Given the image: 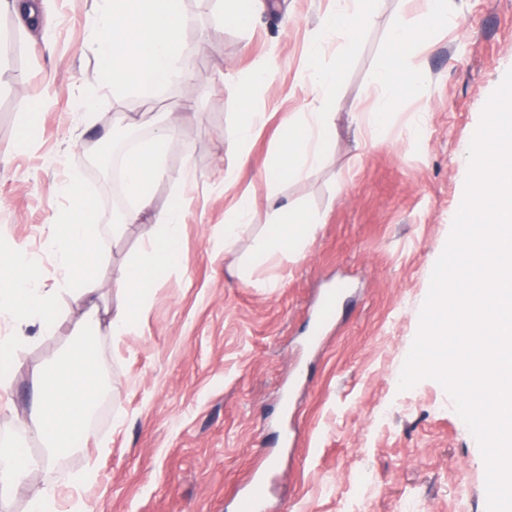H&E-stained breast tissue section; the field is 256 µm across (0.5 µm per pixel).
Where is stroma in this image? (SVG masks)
I'll return each instance as SVG.
<instances>
[{
  "label": "stroma",
  "instance_id": "1",
  "mask_svg": "<svg viewBox=\"0 0 512 512\" xmlns=\"http://www.w3.org/2000/svg\"><path fill=\"white\" fill-rule=\"evenodd\" d=\"M325 6L266 0L256 12L241 0L228 25L218 0H182L194 79L150 99L106 87L93 25L98 0H46L45 38L0 15V231L33 258L46 287H58L60 272L44 232L74 203L61 192L70 176L102 234L117 217L113 159L100 148L148 140L164 113L179 112L167 173L153 187L156 207L176 199L185 163L197 177L178 257L147 283L130 333L100 339L109 395L89 440L18 485L0 512H27L33 490L47 485L59 488L62 512L77 499L89 512H235L263 468L272 472L266 512H400L406 499L416 512H487L484 458L452 398L435 380L403 390L399 378L465 194L464 146L512 69V0H454L453 23L406 56L426 81L392 112L383 144L366 149L350 115L372 111L375 74L391 51L388 28L408 8L406 0H379L336 97L335 141L312 175L276 188L279 202L310 203L320 224L300 257L257 271L278 276L267 290L234 271L270 222L262 174L283 116L307 95L301 53ZM269 54L279 71L252 98L269 122L244 156L236 146L238 84ZM81 98L90 110L76 111ZM34 104L40 121L31 136ZM116 112L145 123L116 129ZM230 172L253 184L255 215L228 252ZM146 231L134 224L106 242L101 279L133 263ZM341 285L339 316L312 344L316 304ZM77 320L62 310L56 333L42 340L36 326L23 327L36 342L0 402V442L18 433L33 379L70 345ZM90 463L96 482L72 490L70 475ZM365 470L373 485L360 484Z\"/></svg>",
  "mask_w": 512,
  "mask_h": 512
}]
</instances>
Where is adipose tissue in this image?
Segmentation results:
<instances>
[{
  "label": "adipose tissue",
  "mask_w": 512,
  "mask_h": 512,
  "mask_svg": "<svg viewBox=\"0 0 512 512\" xmlns=\"http://www.w3.org/2000/svg\"><path fill=\"white\" fill-rule=\"evenodd\" d=\"M181 0H103L95 19L100 52L105 60L113 94L144 95L175 83H188L194 73L185 63L187 44L182 36ZM448 0H425L422 8L402 14L392 22L388 39L393 48L380 64L373 85L375 109L369 122L383 132L390 112L404 95L414 93L426 74L404 64V54L423 34L446 27ZM275 57L256 60L240 88L242 110L238 119V144L249 149L266 123L265 113L253 109L254 91L274 75ZM175 118L158 127L150 146L137 151L124 169V188L134 198L113 238L126 225H148V240L132 265L119 268L103 281L96 274L99 254L89 244L98 236L96 213L90 202L67 212L63 224L50 225L45 246L57 258L64 276L63 289L45 287L33 274L26 252L11 247V267L0 270V322L10 329L0 334V400L10 396L13 378L9 369L33 342L18 328L39 326L40 336L54 335L59 321V301L80 314V341L69 352L68 364L40 375L33 384V400L22 422L24 437L36 438L43 447L39 456L21 457L22 440L0 446V496H8L33 470L50 467L60 456L86 443L87 421L105 392L98 363L101 336L127 335L134 323L133 305L141 301L151 276L166 267L181 249L185 220L184 198L164 209L153 205L152 187L166 174L164 158L173 141ZM120 301L110 305L108 289Z\"/></svg>",
  "instance_id": "adipose-tissue-1"
}]
</instances>
